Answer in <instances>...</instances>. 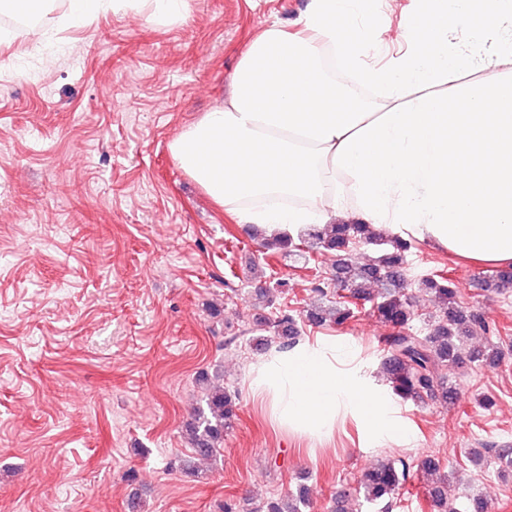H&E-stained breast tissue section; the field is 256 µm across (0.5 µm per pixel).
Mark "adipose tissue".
<instances>
[{"label": "adipose tissue", "mask_w": 512, "mask_h": 512, "mask_svg": "<svg viewBox=\"0 0 512 512\" xmlns=\"http://www.w3.org/2000/svg\"><path fill=\"white\" fill-rule=\"evenodd\" d=\"M300 25H266L231 94L172 139L184 173L270 233L369 224L512 265V0H409L396 24L385 0H311ZM388 33L403 50L380 67ZM333 60L380 94L331 79ZM249 389L297 434L349 416L370 442L410 439L391 393L331 338L271 350Z\"/></svg>", "instance_id": "1"}]
</instances>
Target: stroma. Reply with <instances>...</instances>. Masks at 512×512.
<instances>
[{
	"label": "stroma",
	"mask_w": 512,
	"mask_h": 512,
	"mask_svg": "<svg viewBox=\"0 0 512 512\" xmlns=\"http://www.w3.org/2000/svg\"><path fill=\"white\" fill-rule=\"evenodd\" d=\"M42 27L0 32V512H220L224 501L305 486L304 512H332L379 461L438 458L458 478L448 501L512 512V291L491 267L427 242L409 284L452 277L462 306L500 326L495 367L465 364L456 400H398L412 443H364L355 420L329 438L275 427L246 384L261 360L244 330L295 315L302 339L351 344L381 377L387 326L370 305L343 328L308 323L315 284L344 290L332 255L294 262L252 238L184 174L169 144L224 100L263 27L295 28L309 0H189L157 23L146 0L71 17L51 0ZM269 290L270 305L256 302ZM224 371L240 396L216 463L179 466L201 379Z\"/></svg>",
	"instance_id": "35a3bbf8"
}]
</instances>
